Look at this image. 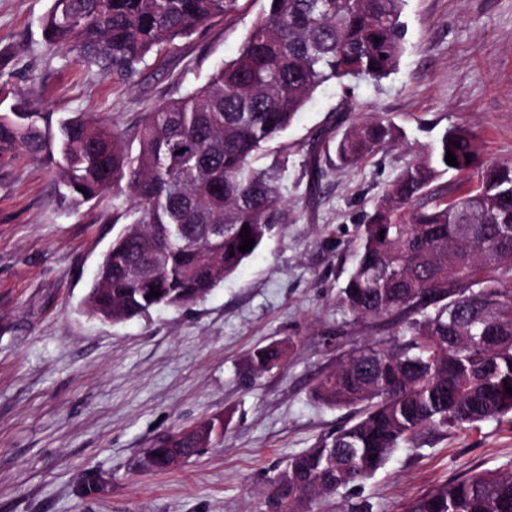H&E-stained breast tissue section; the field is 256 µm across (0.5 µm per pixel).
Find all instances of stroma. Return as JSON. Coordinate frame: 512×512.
I'll use <instances>...</instances> for the list:
<instances>
[{"mask_svg":"<svg viewBox=\"0 0 512 512\" xmlns=\"http://www.w3.org/2000/svg\"><path fill=\"white\" fill-rule=\"evenodd\" d=\"M266 0H238L125 78L48 44L53 0H0V115L17 105L48 121L81 114L121 132L233 58ZM405 52L375 82L326 84L283 135V193L295 218L231 278L185 308L111 323L83 300L119 227V189L69 209L49 153H0V512H272V480L291 455L348 418L311 399L317 377L366 340L337 297L356 224L444 129L512 162V0H407ZM392 120L396 141L357 169L317 156L339 112ZM322 175L313 179L311 166ZM280 341L284 364L251 378L247 354ZM219 440L165 470L145 457L167 435L216 416ZM512 470V423L427 435L362 486L313 502L374 512L471 470ZM96 493H85L87 482Z\"/></svg>","mask_w":512,"mask_h":512,"instance_id":"obj_1","label":"stroma"}]
</instances>
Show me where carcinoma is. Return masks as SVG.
Here are the masks:
<instances>
[{"label": "carcinoma", "instance_id": "obj_1", "mask_svg": "<svg viewBox=\"0 0 512 512\" xmlns=\"http://www.w3.org/2000/svg\"><path fill=\"white\" fill-rule=\"evenodd\" d=\"M237 2L54 0L43 30L49 43L72 45L122 79ZM406 2L266 0L237 56L146 113L129 139L82 115L61 120L56 133L34 110L1 116L0 150L57 152L68 206L96 198L109 177L125 184L127 223L103 255L86 312L118 323L194 304L289 223L288 157L257 159L323 84L394 73ZM395 136L391 121L370 116L349 121L330 145L353 169ZM448 150L458 165L446 162ZM450 171L476 187L437 196L433 185ZM244 227L255 244L242 253ZM356 241L339 303L375 328L312 388L318 402L355 415L290 457L272 493L275 512H310L311 502L370 479L430 433L512 416V164L483 159L473 132L447 129L387 186ZM153 289L160 295L147 298ZM284 356L272 343L250 351L247 364L257 377ZM226 425L214 418L198 428L213 441ZM175 447L186 460L202 445L189 429L174 447L150 449L151 467L169 468ZM402 512H512V472L473 471L409 499Z\"/></svg>", "mask_w": 512, "mask_h": 512}]
</instances>
